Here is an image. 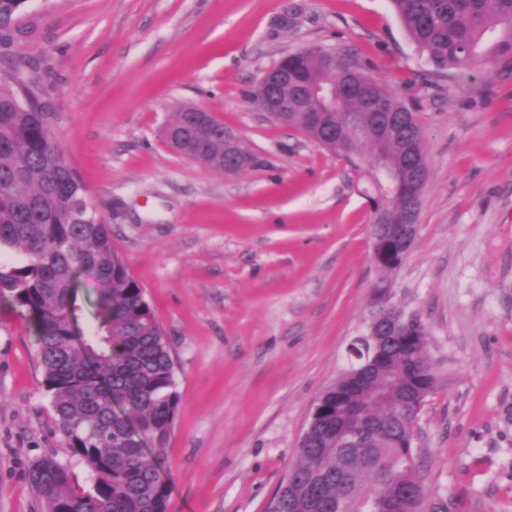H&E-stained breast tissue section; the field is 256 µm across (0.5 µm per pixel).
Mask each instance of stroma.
Instances as JSON below:
<instances>
[{
    "label": "stroma",
    "mask_w": 512,
    "mask_h": 512,
    "mask_svg": "<svg viewBox=\"0 0 512 512\" xmlns=\"http://www.w3.org/2000/svg\"><path fill=\"white\" fill-rule=\"evenodd\" d=\"M355 57L413 104L429 166L395 301L427 326L424 490L444 512H512V61L434 71L390 0H29L13 50L40 68L52 133L112 227L171 346L181 407L160 451L170 512H265L380 276L364 185L249 98L282 57ZM192 103L259 166L171 152ZM57 431L28 322L0 305V512H41Z\"/></svg>",
    "instance_id": "1"
}]
</instances>
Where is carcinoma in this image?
I'll return each instance as SVG.
<instances>
[{"mask_svg":"<svg viewBox=\"0 0 512 512\" xmlns=\"http://www.w3.org/2000/svg\"><path fill=\"white\" fill-rule=\"evenodd\" d=\"M25 0H0V56L9 52L14 21ZM419 56L437 71L469 70L490 59L512 56V0H392ZM298 78L336 84L334 120L317 131L296 114L271 112L320 146L339 154L367 184L370 223L388 212L401 218L411 194L413 171L403 140L381 142L356 136L349 124L359 111L346 92L348 72L366 80L384 99L392 91L349 59L336 67L325 50L311 47L292 54ZM31 63L16 57L0 67V248L24 253L25 263L0 267V304L19 310L34 335L43 387L53 419L70 456L82 462L92 480L78 482L69 464L47 452L28 466V480L45 512H170L171 487L159 472L158 451L168 441L180 405L175 364L167 337L144 288L129 273L112 244V228L89 212V190L52 134L55 113L42 99ZM414 131L417 154L427 163L425 143L413 108L398 101ZM164 139L175 153L214 170L224 167V122H197L192 112L173 113ZM389 156L401 187L376 193L378 160ZM381 277L372 289L370 317L391 316L393 278L389 262L377 265ZM95 285L84 301L82 287ZM95 324L84 332L87 307ZM428 330L412 315L409 339L387 350L385 368L357 395L379 426L350 453L336 439V387L350 383L364 356L353 342L348 363L318 395L319 415L301 437L297 459L267 505V512H324L323 504L347 500L350 512H438L426 498L400 493L422 487L414 430L408 412L423 408L434 390L426 348Z\"/></svg>","mask_w":512,"mask_h":512,"instance_id":"carcinoma-1","label":"carcinoma"}]
</instances>
